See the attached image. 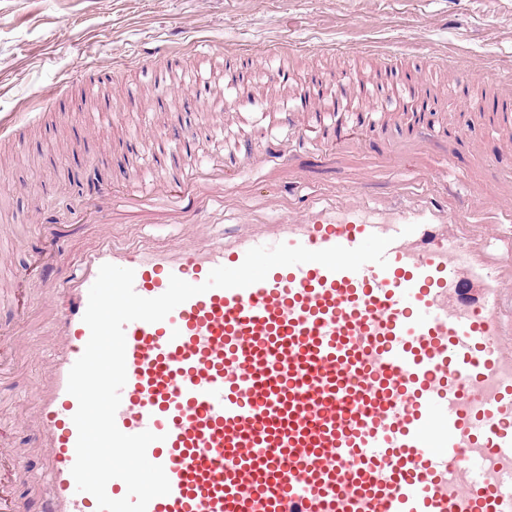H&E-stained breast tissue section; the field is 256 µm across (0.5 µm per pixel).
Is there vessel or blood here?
<instances>
[{
	"instance_id": "vessel-or-blood-1",
	"label": "vessel or blood",
	"mask_w": 512,
	"mask_h": 512,
	"mask_svg": "<svg viewBox=\"0 0 512 512\" xmlns=\"http://www.w3.org/2000/svg\"><path fill=\"white\" fill-rule=\"evenodd\" d=\"M357 95L322 84L309 110L280 112L284 138L245 166L282 177V189L233 229L213 233L203 216L207 201H236L218 155L202 164L186 150L179 176L101 187L106 206L162 204L188 232L173 245L105 233L62 283L53 272L64 245L42 264L54 343L30 421L48 460L44 493L25 502L0 482V512H97L71 474L78 403L67 382L90 337L83 315L102 264L133 269L135 292L154 298L170 276L203 283L255 246L354 248L372 234L392 240L387 268L277 267L125 326L116 424L157 434L147 457L170 482L147 512H512V177L500 170L512 122L464 195L447 198L446 180L461 175L450 155L431 166L423 132L405 144L414 167L384 189L374 179L395 155L371 158L355 136L328 153L335 184L290 205L313 175L312 122L334 121L336 101Z\"/></svg>"
}]
</instances>
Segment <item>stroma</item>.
Segmentation results:
<instances>
[{
	"label": "stroma",
	"instance_id": "obj_1",
	"mask_svg": "<svg viewBox=\"0 0 512 512\" xmlns=\"http://www.w3.org/2000/svg\"><path fill=\"white\" fill-rule=\"evenodd\" d=\"M162 40L170 55H156ZM442 56L490 60L498 76H512V0H0V117H21L0 135V252L9 263L0 297L25 289L16 330L48 349L41 330L50 299L33 271L40 241L32 223L61 226L79 259L101 229L76 223L77 203L101 184L129 182L133 170L152 171L154 129L173 142L192 133L197 161L221 152L229 174L264 150V137L241 135L259 124L260 109L226 121L195 99L174 102L163 85L145 97L168 59L190 77L252 65L278 108L283 90L307 89L312 79L377 73L378 112L389 104L388 85L410 79L438 93L430 119L441 127L483 89L476 81L449 88L447 67L427 65ZM280 68L287 86L269 85L268 71ZM39 373L37 359L25 357L0 385V437L28 451L25 468L9 474L21 498L43 470L26 415Z\"/></svg>",
	"mask_w": 512,
	"mask_h": 512
}]
</instances>
